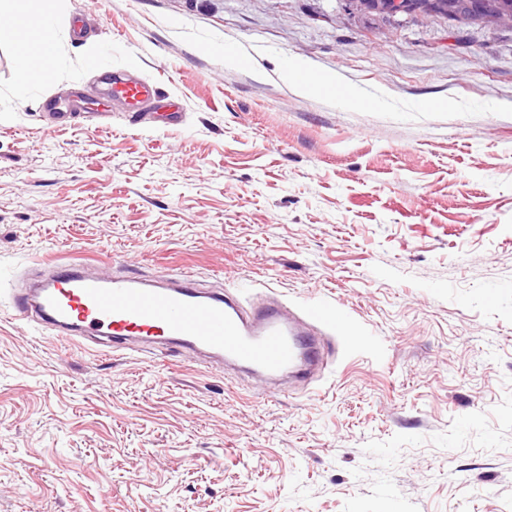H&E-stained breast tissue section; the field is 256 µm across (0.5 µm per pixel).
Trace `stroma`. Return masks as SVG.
Instances as JSON below:
<instances>
[{
	"label": "stroma",
	"instance_id": "stroma-1",
	"mask_svg": "<svg viewBox=\"0 0 512 512\" xmlns=\"http://www.w3.org/2000/svg\"><path fill=\"white\" fill-rule=\"evenodd\" d=\"M63 25L23 101L0 26V512H512V27L351 0H64ZM91 52L179 124L110 102L54 128ZM57 258L271 290L334 350L270 396L42 336L13 291ZM289 78L297 82L298 88L311 91L315 88H321L326 92L336 96V91L339 89L344 90L345 95L341 100L346 102H356L366 105L363 102V98L353 88H347L342 85L335 77L330 75L312 76L308 71L300 64L292 63L289 65Z\"/></svg>",
	"mask_w": 512,
	"mask_h": 512
}]
</instances>
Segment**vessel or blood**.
<instances>
[{
    "instance_id": "1",
    "label": "vessel or blood",
    "mask_w": 512,
    "mask_h": 512,
    "mask_svg": "<svg viewBox=\"0 0 512 512\" xmlns=\"http://www.w3.org/2000/svg\"><path fill=\"white\" fill-rule=\"evenodd\" d=\"M98 96L137 112L159 93L147 80L115 73L101 80ZM13 307L60 341L92 336L103 349H160L212 366L233 364L267 383L288 374L308 381L323 364L324 339L315 333L320 312L272 293L247 301L205 290L186 273L100 276L84 263H57L37 287L16 291Z\"/></svg>"
}]
</instances>
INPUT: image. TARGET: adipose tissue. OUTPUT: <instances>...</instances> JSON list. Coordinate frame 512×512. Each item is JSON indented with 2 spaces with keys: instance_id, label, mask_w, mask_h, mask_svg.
Segmentation results:
<instances>
[{
  "instance_id": "1",
  "label": "adipose tissue",
  "mask_w": 512,
  "mask_h": 512,
  "mask_svg": "<svg viewBox=\"0 0 512 512\" xmlns=\"http://www.w3.org/2000/svg\"><path fill=\"white\" fill-rule=\"evenodd\" d=\"M0 14L14 18V45L23 52L14 86L16 98H26L39 72H54L58 64L57 34L63 16L62 0H0Z\"/></svg>"
}]
</instances>
